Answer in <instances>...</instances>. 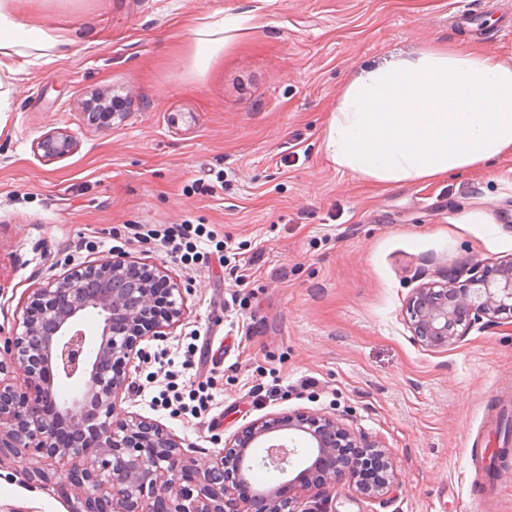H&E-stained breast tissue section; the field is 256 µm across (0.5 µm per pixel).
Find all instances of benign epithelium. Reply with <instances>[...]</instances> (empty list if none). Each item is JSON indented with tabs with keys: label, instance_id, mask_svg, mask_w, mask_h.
Segmentation results:
<instances>
[{
	"label": "benign epithelium",
	"instance_id": "1",
	"mask_svg": "<svg viewBox=\"0 0 512 512\" xmlns=\"http://www.w3.org/2000/svg\"><path fill=\"white\" fill-rule=\"evenodd\" d=\"M79 146L55 127L34 143L45 162L68 157ZM468 278L448 277L414 290L409 300L414 340L446 349L477 324L493 325L512 311V262L488 269L474 262ZM175 284L164 265L125 254L66 267L31 291L22 332L7 342L6 359L18 385L0 384V456L38 455L27 472L36 482L55 481L81 490L74 512H322L327 487L345 483L365 499H380L394 481L390 453L364 443L379 456L376 479L358 477L362 462L343 453L357 439L335 416L294 411L249 423L216 455L212 466L194 468L182 442L157 423L127 415L118 405L130 390L125 368L141 356L137 343L158 336L181 316ZM99 317L95 330L85 316ZM74 388L60 394L55 381ZM310 448L305 467L283 486L250 487L255 448L266 449L265 466L289 473L297 442Z\"/></svg>",
	"mask_w": 512,
	"mask_h": 512
}]
</instances>
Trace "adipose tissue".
Masks as SVG:
<instances>
[{
  "mask_svg": "<svg viewBox=\"0 0 512 512\" xmlns=\"http://www.w3.org/2000/svg\"><path fill=\"white\" fill-rule=\"evenodd\" d=\"M21 0H0V114L12 111L11 74L61 54V26L17 20ZM325 150L338 167L378 182L430 179L512 154V63L457 45L361 71L346 86Z\"/></svg>",
  "mask_w": 512,
  "mask_h": 512,
  "instance_id": "1",
  "label": "adipose tissue"
}]
</instances>
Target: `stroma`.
<instances>
[{
    "label": "stroma",
    "instance_id": "35a3bbf8",
    "mask_svg": "<svg viewBox=\"0 0 512 512\" xmlns=\"http://www.w3.org/2000/svg\"><path fill=\"white\" fill-rule=\"evenodd\" d=\"M462 6L489 28L512 13V0H23L20 22L77 37L64 57L13 75V109L0 116V343L31 289L68 265L161 263L183 315L141 341L120 407L180 438L197 468L253 420L320 411L381 442L395 472L377 501L337 486L328 512H512V458L493 479L483 472L512 416L498 395L512 386V324L429 351L406 311L421 282L512 261V155L378 183L325 151L362 69L463 41L512 60V38L472 33ZM224 18L236 30L195 73L194 23ZM97 92L129 104L107 128L84 117ZM54 127L79 147L46 164L33 145ZM471 214L482 223H466ZM183 223L202 225L208 263L180 264L129 230ZM193 388L210 394L207 411L174 410L172 394ZM76 501L0 458V512H71Z\"/></svg>",
    "mask_w": 512,
    "mask_h": 512
}]
</instances>
